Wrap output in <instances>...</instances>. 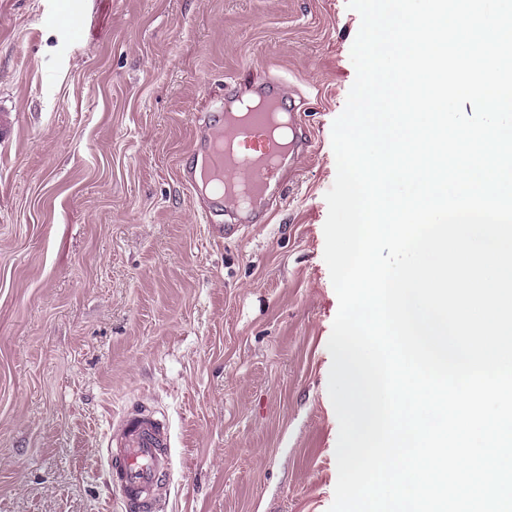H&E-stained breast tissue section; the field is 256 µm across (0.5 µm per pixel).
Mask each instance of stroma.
<instances>
[{"instance_id": "1", "label": "stroma", "mask_w": 512, "mask_h": 512, "mask_svg": "<svg viewBox=\"0 0 512 512\" xmlns=\"http://www.w3.org/2000/svg\"><path fill=\"white\" fill-rule=\"evenodd\" d=\"M360 25L346 0H0V512H113L101 448L141 402L175 443L161 512H328L325 195ZM267 78L312 147L221 239L181 162Z\"/></svg>"}]
</instances>
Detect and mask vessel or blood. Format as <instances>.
<instances>
[{
  "label": "vessel or blood",
  "instance_id": "vessel-or-blood-1",
  "mask_svg": "<svg viewBox=\"0 0 512 512\" xmlns=\"http://www.w3.org/2000/svg\"><path fill=\"white\" fill-rule=\"evenodd\" d=\"M220 110L223 119L217 130L202 126L196 131L180 167L181 178L209 192L199 212L202 222L213 224V211L228 201L248 219H261L272 200L288 195L281 172L295 168L311 141L297 135V115L277 81L252 86L249 97L223 100ZM213 226L226 238L241 230L237 224ZM105 444L115 512H159L172 469L167 422L146 406L134 407L113 421Z\"/></svg>",
  "mask_w": 512,
  "mask_h": 512
}]
</instances>
